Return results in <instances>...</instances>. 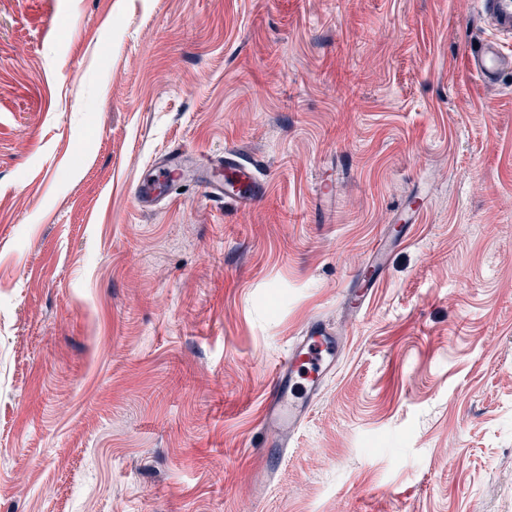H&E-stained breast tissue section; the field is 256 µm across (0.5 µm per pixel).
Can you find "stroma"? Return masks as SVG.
<instances>
[{"instance_id": "35a3bbf8", "label": "stroma", "mask_w": 512, "mask_h": 512, "mask_svg": "<svg viewBox=\"0 0 512 512\" xmlns=\"http://www.w3.org/2000/svg\"><path fill=\"white\" fill-rule=\"evenodd\" d=\"M487 33L477 0H0V512H512V76L463 60ZM228 149L264 180L247 212L197 184ZM313 318L343 349L282 454L259 414ZM181 170L177 167H168L163 172V175L157 181L146 183L136 189L135 201L140 209H148L153 203L154 199L160 194L158 186L161 184H171L175 186L181 179ZM389 252L385 246L378 249L369 261L364 275L358 280L356 287L348 289L344 295L345 305L349 310L360 311L373 289L376 287L380 275L387 266Z\"/></svg>"}]
</instances>
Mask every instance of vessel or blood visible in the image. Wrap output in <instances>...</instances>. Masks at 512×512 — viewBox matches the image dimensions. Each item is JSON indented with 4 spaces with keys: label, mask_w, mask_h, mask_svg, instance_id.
<instances>
[{
    "label": "vessel or blood",
    "mask_w": 512,
    "mask_h": 512,
    "mask_svg": "<svg viewBox=\"0 0 512 512\" xmlns=\"http://www.w3.org/2000/svg\"><path fill=\"white\" fill-rule=\"evenodd\" d=\"M490 21V33L484 36L467 57L469 72L485 84H495L512 75V50L505 43L512 39V0H481ZM216 172L206 185L210 197L240 209L251 208L263 193V184L254 170L243 163L234 151L217 161ZM181 171L166 168L159 182L137 188L139 208H150L158 195L159 184H177ZM389 252L379 248L369 261L355 288L347 290L344 301L348 309L361 310L376 287L387 265ZM338 341L321 321L314 320L279 357L272 372L265 397L260 428L272 438L271 445L285 448L304 425L324 383L336 370Z\"/></svg>",
    "instance_id": "1"
}]
</instances>
